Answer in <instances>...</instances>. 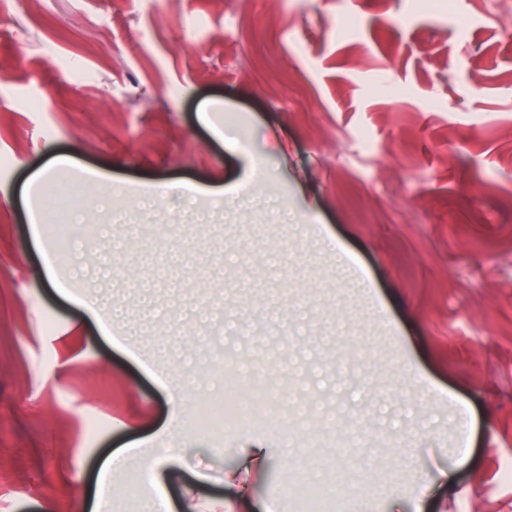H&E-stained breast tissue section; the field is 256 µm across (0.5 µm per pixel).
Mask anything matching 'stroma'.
<instances>
[{
  "mask_svg": "<svg viewBox=\"0 0 512 512\" xmlns=\"http://www.w3.org/2000/svg\"><path fill=\"white\" fill-rule=\"evenodd\" d=\"M58 155L122 200L157 197L141 232L112 234L165 316L114 287L117 335L85 336L75 368L81 311L48 282L21 197ZM172 182L201 193L162 196ZM0 189V512H82L103 459L170 416L165 338L201 376L180 446L203 498L245 444L280 447L195 423L217 395L195 312L219 304L225 358L292 337L316 366L311 429L365 436L340 512H392L424 484L445 512H512V0H13ZM44 204L77 207L59 278L88 290L102 196L63 184ZM299 465L273 462L255 503L288 505Z\"/></svg>",
  "mask_w": 512,
  "mask_h": 512,
  "instance_id": "obj_1",
  "label": "stroma"
}]
</instances>
